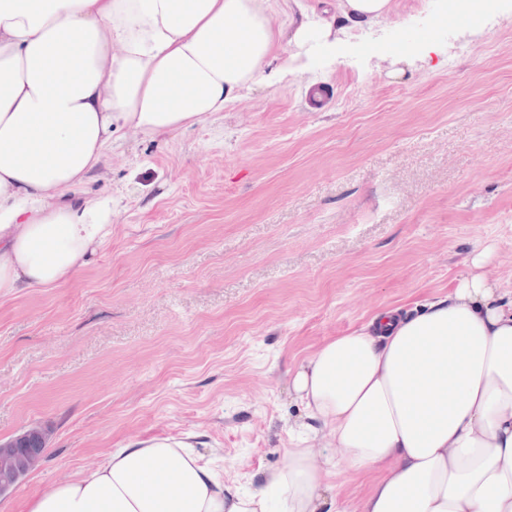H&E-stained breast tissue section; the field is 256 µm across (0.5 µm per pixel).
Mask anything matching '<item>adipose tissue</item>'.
<instances>
[{"instance_id":"1","label":"adipose tissue","mask_w":512,"mask_h":512,"mask_svg":"<svg viewBox=\"0 0 512 512\" xmlns=\"http://www.w3.org/2000/svg\"><path fill=\"white\" fill-rule=\"evenodd\" d=\"M391 0H336L275 24L269 0H0V298L74 278L112 239L102 174L126 128L221 116L293 59L335 48ZM476 251L447 296L375 314L289 373L304 410L287 462L244 493L189 434L128 443L27 512H512V296ZM328 445L314 458L310 441ZM373 474L356 500L328 479Z\"/></svg>"}]
</instances>
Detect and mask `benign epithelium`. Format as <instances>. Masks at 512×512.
<instances>
[{"mask_svg":"<svg viewBox=\"0 0 512 512\" xmlns=\"http://www.w3.org/2000/svg\"><path fill=\"white\" fill-rule=\"evenodd\" d=\"M50 431L32 424L22 433L0 439V496L37 470L48 447Z\"/></svg>","mask_w":512,"mask_h":512,"instance_id":"benign-epithelium-1","label":"benign epithelium"}]
</instances>
